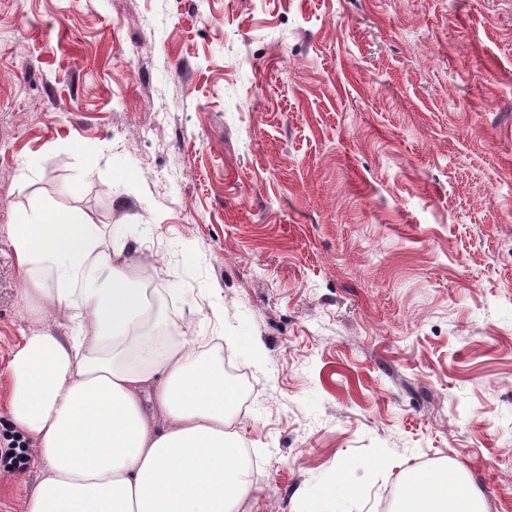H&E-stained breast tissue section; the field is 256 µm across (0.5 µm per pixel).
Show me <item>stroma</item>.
<instances>
[{
	"instance_id": "1",
	"label": "stroma",
	"mask_w": 512,
	"mask_h": 512,
	"mask_svg": "<svg viewBox=\"0 0 512 512\" xmlns=\"http://www.w3.org/2000/svg\"><path fill=\"white\" fill-rule=\"evenodd\" d=\"M45 205L234 369L241 512H512V0H0V433ZM406 507L403 512H479L474 492L455 479L404 477Z\"/></svg>"
}]
</instances>
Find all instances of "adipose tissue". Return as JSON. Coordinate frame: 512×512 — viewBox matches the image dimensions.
I'll list each match as a JSON object with an SVG mask.
<instances>
[{"instance_id": "adipose-tissue-1", "label": "adipose tissue", "mask_w": 512, "mask_h": 512, "mask_svg": "<svg viewBox=\"0 0 512 512\" xmlns=\"http://www.w3.org/2000/svg\"><path fill=\"white\" fill-rule=\"evenodd\" d=\"M11 239L22 306L72 324L31 327L9 354L10 419L38 448L25 512H240L251 485L223 357L188 344L154 354L152 296L77 211L23 214ZM404 485V512H478L458 480Z\"/></svg>"}]
</instances>
